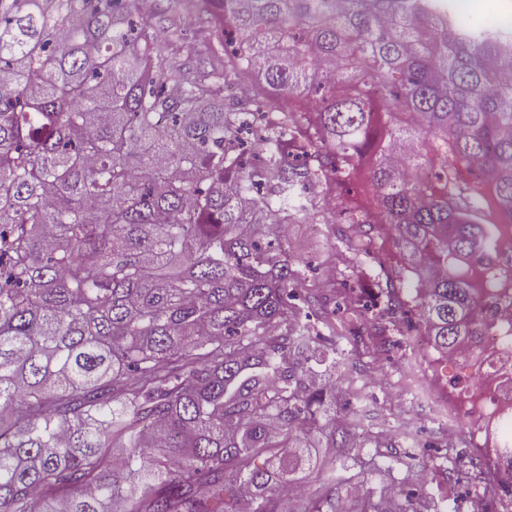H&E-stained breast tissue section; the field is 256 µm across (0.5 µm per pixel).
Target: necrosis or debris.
Segmentation results:
<instances>
[{"mask_svg": "<svg viewBox=\"0 0 512 512\" xmlns=\"http://www.w3.org/2000/svg\"><path fill=\"white\" fill-rule=\"evenodd\" d=\"M477 283L474 317L479 335L464 337L449 352L448 365L464 369L466 382L448 399L433 397V385L415 362L404 368L407 388L422 396L416 424L467 428L464 451L477 466L512 482V225L495 227L487 260L471 266Z\"/></svg>", "mask_w": 512, "mask_h": 512, "instance_id": "obj_1", "label": "necrosis or debris"}]
</instances>
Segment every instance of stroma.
Wrapping results in <instances>:
<instances>
[{
  "label": "stroma",
  "mask_w": 512,
  "mask_h": 512,
  "mask_svg": "<svg viewBox=\"0 0 512 512\" xmlns=\"http://www.w3.org/2000/svg\"><path fill=\"white\" fill-rule=\"evenodd\" d=\"M147 32L164 34L161 54L166 61L189 67L198 76L224 66V49L228 36L204 8H187L148 17ZM335 225H328L325 234L312 231L304 220L292 226L284 247L291 261L300 269V291L317 296L325 291L326 269L344 273L345 279L326 313L312 318L314 332L326 333L328 325H336L345 334L335 355L318 366L316 382L336 386L339 395L333 404V416L351 424L356 440L362 441L358 451L344 453L328 447L326 437H318L314 455L318 466L298 472L307 497L319 496L323 482L321 467L335 461L336 471L350 483L362 484L366 494L374 496L382 512H406L415 506L417 512H435L443 500L454 498L464 504L477 484L494 483L490 473L479 472L469 461L459 462L456 469L445 470L437 457L447 448L461 447L465 429L448 431L434 426L416 439L410 448H386L385 434L402 439L409 418L415 412L413 401H397L391 392L402 381L403 367L408 359H416L426 368H433L437 356L433 347L417 348L414 337L424 328L416 308L398 313L394 321L403 327L400 344L389 354L381 355L357 344V337L367 335L373 317L366 305L376 301V265L372 255H390L393 267H400L404 255L392 238L389 226L382 225L373 233L368 255L347 250L335 235Z\"/></svg>",
  "instance_id": "obj_1"
}]
</instances>
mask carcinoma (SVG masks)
<instances>
[{"label":"carcinoma","mask_w":512,"mask_h":512,"mask_svg":"<svg viewBox=\"0 0 512 512\" xmlns=\"http://www.w3.org/2000/svg\"><path fill=\"white\" fill-rule=\"evenodd\" d=\"M221 2L236 47L201 79L136 0H0V512H273L336 398L280 246L331 175L346 247L387 224L418 280L385 275L386 310L441 355L477 333L455 262L491 228L457 169L512 218V32L453 0ZM244 73L262 94L226 103ZM287 512L379 509L331 473Z\"/></svg>","instance_id":"cac0c4a2"}]
</instances>
